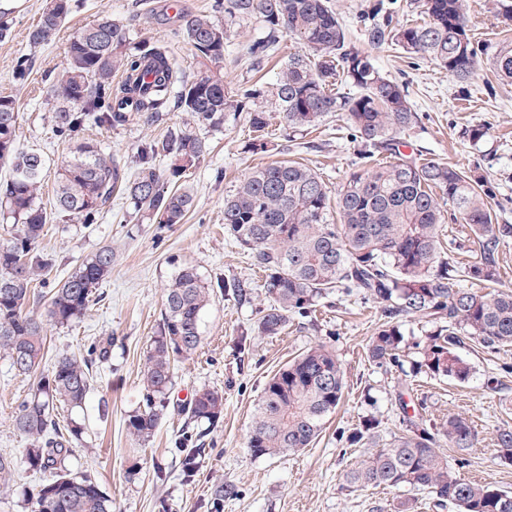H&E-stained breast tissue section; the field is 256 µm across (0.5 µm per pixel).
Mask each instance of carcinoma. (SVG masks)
Returning <instances> with one entry per match:
<instances>
[{"mask_svg": "<svg viewBox=\"0 0 512 512\" xmlns=\"http://www.w3.org/2000/svg\"><path fill=\"white\" fill-rule=\"evenodd\" d=\"M226 22L256 15L266 35L250 47L252 64L270 58L281 37L295 40L291 56L273 84L256 81L236 92L224 85L227 27L209 14L187 20L182 35L199 57V71L188 78L175 68L162 44L128 47L123 25L107 12L79 29L67 47L66 66L52 85L57 136L70 138L86 125L112 128L135 116L151 118L167 109L175 86L177 108L191 121L162 140L137 146L134 169L112 160L101 145L84 140L55 173L36 151L16 147L18 109L0 96V165L10 170L0 183V218L15 226L0 243V352L20 374H29L45 355L47 328L84 318L100 285L111 275L112 249L103 247L48 292L45 307L36 288L46 285L53 263L38 248L51 213L92 224L124 190L138 212L160 224H181L194 206L190 192L177 186L196 167L207 144L199 125L218 127L227 114H245L256 133L248 147L264 151L269 108L282 113L293 133L305 132L332 112H343L362 149L361 167L331 196L310 167L276 162L245 173L224 199V225L242 249L257 252L271 304L251 332L237 338L240 350L257 336H278L295 315L314 312L333 289L356 290L381 305L384 322L371 337L367 357L378 367L400 363L399 323L417 318L433 326L415 344L419 369L438 377L464 380L470 365L459 350L470 342L484 349L512 346V291L496 289L501 279L499 247L512 237L511 224L494 223L481 179L452 165L403 156L398 135L413 125L405 87L383 76L368 54L350 44L346 28L329 0H222ZM421 24H372L365 36L372 46L392 40L408 53L427 57L448 75L467 79L478 69V50L469 36L464 0H423ZM72 11V0H48L29 42L51 41ZM494 67L512 81V44L502 46ZM125 76L112 84V73ZM357 89L352 96L333 92L337 81ZM387 154L389 162L377 156ZM54 176L53 212L38 202L46 177ZM466 224L476 237L479 256L465 266L449 261L442 237L445 221ZM471 286L464 287L461 282ZM249 299L240 280L217 282L212 289L192 266L182 268L163 290L162 319L151 337L142 375L146 402L126 419L129 436L150 441L160 421L157 401L172 386L174 364L197 352L200 320L215 293ZM94 381L92 361L57 357L12 417L29 440L23 464L43 475L30 495L31 512H112V500L91 476L66 466L71 444L81 437L78 424L59 434L56 411L82 406ZM345 388L336 353L313 343L283 365L267 382L253 416L247 448L254 457L275 458L309 447L336 412ZM425 403L404 413L405 429L390 441L360 455L343 473L353 491L410 487L427 493L439 506L458 512H512V493L489 483L462 478L442 450L465 451L478 445L471 419L450 416L437 426L424 422ZM200 444L180 461L187 476L197 472L201 440L224 416V393L202 387L183 404ZM379 422L366 419L346 436L354 447L375 437ZM502 461L512 463V430L497 431Z\"/></svg>", "mask_w": 512, "mask_h": 512, "instance_id": "cac0c4a2", "label": "carcinoma"}]
</instances>
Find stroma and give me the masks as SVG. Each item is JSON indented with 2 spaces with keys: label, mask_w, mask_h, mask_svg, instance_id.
<instances>
[{
  "label": "stroma",
  "mask_w": 512,
  "mask_h": 512,
  "mask_svg": "<svg viewBox=\"0 0 512 512\" xmlns=\"http://www.w3.org/2000/svg\"><path fill=\"white\" fill-rule=\"evenodd\" d=\"M28 2L27 11L11 19L7 35L0 38V96L18 102L19 148L42 153L54 168L68 159L74 141L92 139L113 160L129 166L138 144L164 138L188 122L186 113L171 107L155 121L137 118L111 129L86 126L64 140L52 128L55 103L50 89L69 39L104 10L123 22L131 44L165 43L180 72L193 76L198 59L180 31L187 16L210 10L214 0H182V9L175 13L166 11L167 0H80L57 36L38 47L30 45L28 33L45 0ZM330 5L352 43L369 51L382 74L407 88L417 114L413 127L401 135L410 152L481 176L493 193L496 223L512 224V82L502 80L493 66L498 47L512 43V20L505 16L512 0H466L480 65L465 80L448 76L431 60L411 56L396 43L369 46L360 23L363 15L374 13L396 26L413 24L422 19L418 0H330ZM263 31L253 17L237 21L228 31L224 80L231 87L258 80L274 83L289 56L298 52L293 40L282 38L275 57L253 68L249 47ZM24 55L31 67L20 83L13 71ZM471 125L487 131L479 144L461 136ZM198 131L209 149L180 180L195 199L184 223L145 219L130 198L118 192L95 223L58 216L47 226L40 248L53 260L50 283L66 277L101 247H111L114 254L112 275L101 287L102 301L81 321L48 331L40 365L48 370L62 354L88 358L100 340L112 341L108 360L94 365L97 378L83 407L59 415L60 423L74 420L83 427L80 440L72 445V473L94 477L110 497L112 512H376L399 499L412 500L414 512H456L438 508L426 493L406 487L353 492L342 480L360 453L347 444L345 432L374 418L380 423V442H388L403 428V403L422 399L428 419L463 414L474 422L479 443L466 452L461 477L512 492V465L499 461L494 444L497 429H512V348L490 352L471 344L463 347L460 355L472 371L462 382L416 371L410 355L402 366L376 367L367 358V347L381 310L361 294L342 291L320 299L311 316L295 317L281 335L256 339L245 351L237 346L238 336L250 330L269 301L255 252L241 250L224 228V197L250 168L285 160L311 166L329 189H336L359 163L360 146L344 117H326L293 136L281 113H271L268 149L258 153L246 149L252 132L244 116L231 115L221 126L202 125ZM185 266L196 268L209 285L220 279L248 282L252 295L244 303L218 295L203 311L202 344L195 355L176 362L159 428L141 449L127 435L124 420L143 403L141 370L161 321L162 291ZM315 341L335 349L345 369L339 409L308 448L277 458L251 456L246 443L265 383ZM36 382V376L15 372L0 354V454L18 459L27 448L12 416ZM203 386L223 391L224 418L211 429L199 468L185 483L180 459L189 443L176 406ZM220 485L230 487L231 496L215 499Z\"/></svg>",
  "instance_id": "stroma-1"
}]
</instances>
